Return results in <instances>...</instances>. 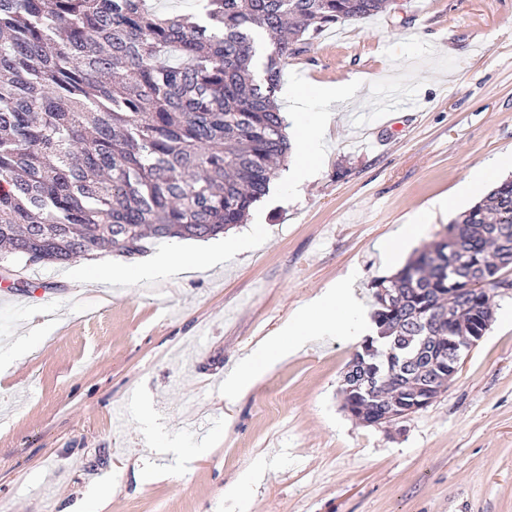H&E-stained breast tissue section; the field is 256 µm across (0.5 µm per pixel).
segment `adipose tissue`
<instances>
[{"label": "adipose tissue", "mask_w": 512, "mask_h": 512, "mask_svg": "<svg viewBox=\"0 0 512 512\" xmlns=\"http://www.w3.org/2000/svg\"><path fill=\"white\" fill-rule=\"evenodd\" d=\"M358 82L348 80L335 84H297L287 90L289 101L299 112L293 123L300 163L294 172L296 183L308 179L312 166L320 157L323 135L330 115L310 111L312 101L324 104L351 100L358 96ZM361 322L352 291L347 283H337L315 297L309 310L289 319L273 336L267 337L257 349L244 356L239 365L224 379V401L231 404L245 395L270 367L283 360L289 348L306 346L313 338L334 333L350 341L360 339Z\"/></svg>", "instance_id": "1"}]
</instances>
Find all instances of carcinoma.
I'll use <instances>...</instances> for the list:
<instances>
[{
  "label": "carcinoma",
  "mask_w": 512,
  "mask_h": 512,
  "mask_svg": "<svg viewBox=\"0 0 512 512\" xmlns=\"http://www.w3.org/2000/svg\"><path fill=\"white\" fill-rule=\"evenodd\" d=\"M390 0H0V262L132 257L148 241L205 240L247 220L290 151L281 71L327 27ZM271 37L256 79L255 32ZM438 242L374 281L377 336L353 415L419 406L418 351L448 389V341L483 336L488 290L512 269V179L453 218ZM479 289L468 290L474 283ZM458 288L453 312L437 301Z\"/></svg>",
  "instance_id": "cac0c4a2"
}]
</instances>
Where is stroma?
<instances>
[{
  "label": "stroma",
  "mask_w": 512,
  "mask_h": 512,
  "mask_svg": "<svg viewBox=\"0 0 512 512\" xmlns=\"http://www.w3.org/2000/svg\"><path fill=\"white\" fill-rule=\"evenodd\" d=\"M360 77L332 106L312 177L285 161L209 247L253 246L187 274L103 280L94 259L17 261L0 290V512H512V271L448 390L387 428L341 407L357 346L314 339L233 406L225 373L340 277L365 314L397 272L382 242L421 220L432 247L478 169L512 150V0H401L336 24L286 82ZM407 100L383 108L384 88ZM456 210H433L441 197ZM81 286H74V277ZM31 334L29 348L16 347Z\"/></svg>",
  "instance_id": "obj_1"
}]
</instances>
